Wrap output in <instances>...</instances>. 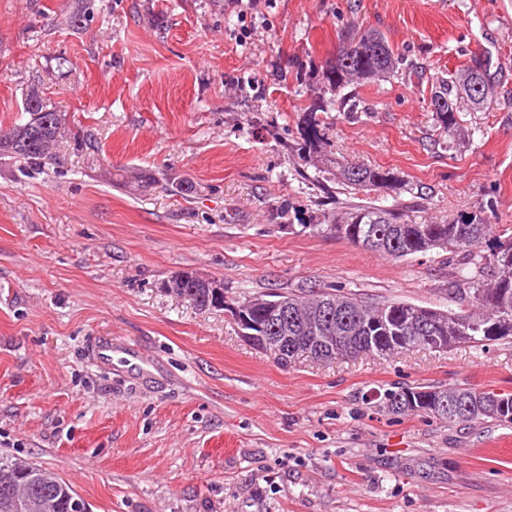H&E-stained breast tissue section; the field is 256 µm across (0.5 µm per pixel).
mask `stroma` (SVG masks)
<instances>
[{
  "mask_svg": "<svg viewBox=\"0 0 512 512\" xmlns=\"http://www.w3.org/2000/svg\"><path fill=\"white\" fill-rule=\"evenodd\" d=\"M352 21L404 62L357 88V111L322 113L329 156L393 170L402 188L376 198L415 221L512 228V0H0V127L33 85L64 116L41 170L0 158V456L88 512H512V424L377 408L395 387L512 393L511 342L284 367L162 288L192 270L231 303L313 286L453 307L455 258L327 230L354 198L324 204L301 109L335 102L315 72ZM476 58L497 98L440 137L432 79ZM141 169L144 194L127 186ZM104 341L153 374L98 362Z\"/></svg>",
  "mask_w": 512,
  "mask_h": 512,
  "instance_id": "stroma-1",
  "label": "stroma"
}]
</instances>
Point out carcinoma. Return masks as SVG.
<instances>
[{
	"label": "carcinoma",
	"instance_id": "1",
	"mask_svg": "<svg viewBox=\"0 0 512 512\" xmlns=\"http://www.w3.org/2000/svg\"><path fill=\"white\" fill-rule=\"evenodd\" d=\"M339 48L334 59L322 68L321 79L336 91V111L352 112L356 104L342 93L357 80L391 75L402 64L403 58L394 52L386 37L377 29L349 23L338 32ZM495 96L488 66L484 62L456 70L448 77L436 78L431 88L430 109L436 126L450 138L459 127L460 103L465 100L470 108L479 111ZM36 103L28 119L8 128L24 131L20 141L0 147V158H19L33 168L46 164L50 155L40 144L49 134L45 121L61 122V115L43 97L37 88L30 89L24 105ZM329 111V105L320 99L311 100L302 108L304 158H313L325 152L326 139L318 113ZM336 171H327L343 190L353 196L362 195L363 201L353 204L342 220L327 225L329 230L354 244L395 259H405L419 253L442 251L465 254L466 262L455 268L453 292L466 301V308H424L431 320H445L433 335L441 337L439 347L445 350L467 344L485 346L489 342L512 338V232L508 236L490 235L489 225L477 214L465 215L450 224H417L405 219L396 206L375 204L372 194L380 190H394L400 180L394 173L376 167H367L334 160ZM487 247L481 255L477 250ZM184 287L176 295H186L193 307H217L215 298L208 295L196 280V272L185 271ZM275 298L288 304V314H296L300 321L290 318L279 324L276 336L288 337L289 365L305 354L299 345L303 336H317L325 341L329 336L343 338L340 348L329 354L319 353L323 361L334 358H355L362 353L389 357L404 351L431 348L423 334L408 330L407 344L381 340L387 335L385 325L410 320L413 305L402 301H364L339 289L320 290L300 288L288 293H269L265 296H246L241 304L252 306L253 316L262 318L261 301ZM379 410L390 415L417 414L446 422L450 425H471L494 421L512 423V393L496 390H474L457 385L441 387H398L384 392ZM74 490L54 473L33 463L8 458L0 459V512H41L42 503L55 502L53 512H67Z\"/></svg>",
	"mask_w": 512,
	"mask_h": 512
}]
</instances>
